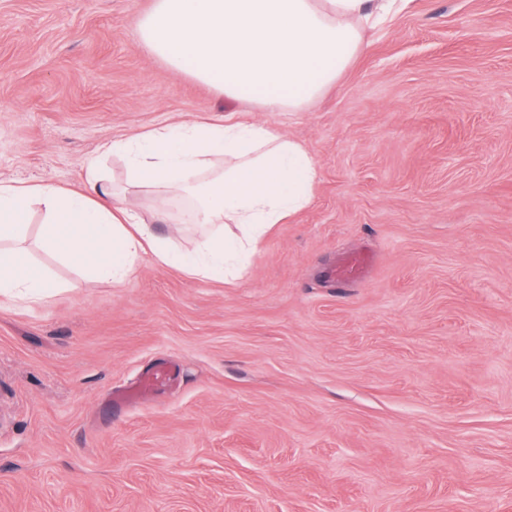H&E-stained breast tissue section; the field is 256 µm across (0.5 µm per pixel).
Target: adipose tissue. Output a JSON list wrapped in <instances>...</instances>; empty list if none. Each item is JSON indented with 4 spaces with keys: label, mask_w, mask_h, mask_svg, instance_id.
I'll use <instances>...</instances> for the list:
<instances>
[{
    "label": "adipose tissue",
    "mask_w": 512,
    "mask_h": 512,
    "mask_svg": "<svg viewBox=\"0 0 512 512\" xmlns=\"http://www.w3.org/2000/svg\"><path fill=\"white\" fill-rule=\"evenodd\" d=\"M406 0H154L137 17L144 45L172 69L205 82L243 112L240 120L158 127L104 143L123 158L127 187L110 185L98 163L80 189L46 181L0 182V296L34 303L56 284L25 263L21 231L33 205L46 227L41 246L95 276L123 282L144 255L189 276L223 280L224 264L244 261L273 225L314 197L316 163L272 126L246 119L261 106L298 112L359 53L364 34ZM162 198L172 216L188 209L200 228L184 251L146 224L132 192Z\"/></svg>",
    "instance_id": "1"
}]
</instances>
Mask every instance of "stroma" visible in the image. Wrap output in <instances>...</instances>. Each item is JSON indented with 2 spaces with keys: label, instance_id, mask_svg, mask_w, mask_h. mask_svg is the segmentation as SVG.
Segmentation results:
<instances>
[{
  "label": "stroma",
  "instance_id": "stroma-1",
  "mask_svg": "<svg viewBox=\"0 0 512 512\" xmlns=\"http://www.w3.org/2000/svg\"><path fill=\"white\" fill-rule=\"evenodd\" d=\"M153 3L0 0V181L120 184L104 142L234 111L145 47ZM260 118L315 197L234 283L87 278L34 207L63 287L0 305V512H512V0H408Z\"/></svg>",
  "mask_w": 512,
  "mask_h": 512
}]
</instances>
